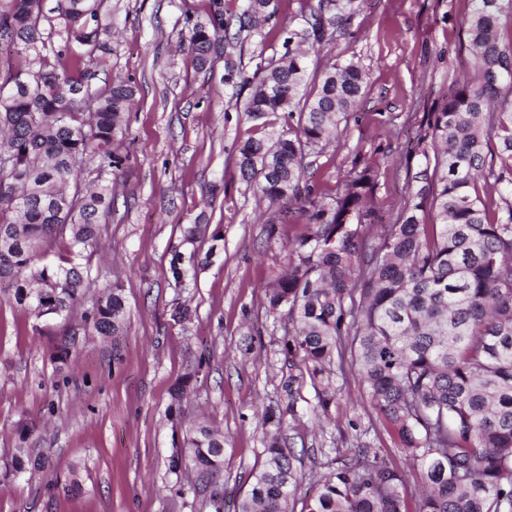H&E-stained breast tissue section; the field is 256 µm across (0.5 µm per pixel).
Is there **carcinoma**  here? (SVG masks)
<instances>
[{
	"label": "carcinoma",
	"mask_w": 512,
	"mask_h": 512,
	"mask_svg": "<svg viewBox=\"0 0 512 512\" xmlns=\"http://www.w3.org/2000/svg\"><path fill=\"white\" fill-rule=\"evenodd\" d=\"M462 25L467 69L419 125L416 165L404 164L408 192L392 218L375 203L379 168L358 146L351 170L326 194L306 178L310 151L341 135L361 102L368 74L354 59L313 55L360 8V0H299L302 24L288 31L278 60L245 76L225 62L224 83L251 88L248 119L265 133L238 149L243 180L271 206H296L305 231L296 259L265 286L271 311L286 310L293 331L284 348L307 370L319 407L333 403V365L350 356L371 407L417 463L422 491L406 493L396 462L362 445L336 460L301 512H512V0H468ZM276 0H242L238 33L269 20ZM108 0H0V47L15 65L0 74V284L37 314L71 310L85 298L90 270L75 263L100 236L112 209L121 156L113 149L136 87L123 79L92 83L112 57ZM183 23L196 65L218 50L222 0L209 20ZM284 121L273 129L269 116ZM96 171L81 188L83 166ZM379 230L372 246L364 229ZM207 225L186 224L183 244L195 246ZM213 230L204 259L190 253L171 261L175 282L194 280L222 250ZM124 289L114 284L91 300L83 335H123ZM27 426L0 471V485L40 471ZM263 462L235 512H294L296 453L266 434ZM202 478L224 471V434L203 421L186 431L172 469Z\"/></svg>",
	"instance_id": "cac0c4a2"
}]
</instances>
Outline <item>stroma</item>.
Instances as JSON below:
<instances>
[{
    "instance_id": "stroma-1",
    "label": "stroma",
    "mask_w": 512,
    "mask_h": 512,
    "mask_svg": "<svg viewBox=\"0 0 512 512\" xmlns=\"http://www.w3.org/2000/svg\"><path fill=\"white\" fill-rule=\"evenodd\" d=\"M110 5L115 52L97 78L131 81L137 103L113 143L123 164L112 212L83 261L92 292L121 284L126 327L114 339L86 337L62 363L55 352L84 305L40 317L0 286V468L22 424L48 456L35 476L0 486V512H222L228 496L248 490L265 436L276 430L265 412L290 405L296 415L281 432L299 457L295 503L313 494L337 454L363 440L391 456L408 493L418 494V469L380 425L356 371L338 370L335 401L323 414L306 369L284 350L288 317L269 311L263 287L285 269L304 226L295 215L268 224L267 201L236 165L249 93L225 86L223 57L197 68L182 39L183 16L207 21L210 0ZM467 10V0H363L333 52L358 61L370 83L347 133L316 156L311 183L332 189L359 145L380 167L377 204L399 210L407 194L400 160L469 58ZM198 220L221 229L224 250L181 290L170 262L182 248L180 225ZM177 298L187 320L171 316ZM198 356L203 365L172 410V388ZM197 417L224 434V471L207 484L171 467Z\"/></svg>"
}]
</instances>
